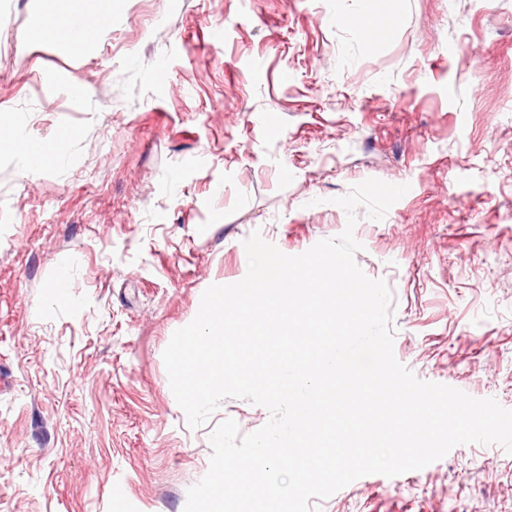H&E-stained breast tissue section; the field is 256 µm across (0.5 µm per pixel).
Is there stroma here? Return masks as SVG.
<instances>
[{"label": "stroma", "instance_id": "1", "mask_svg": "<svg viewBox=\"0 0 512 512\" xmlns=\"http://www.w3.org/2000/svg\"><path fill=\"white\" fill-rule=\"evenodd\" d=\"M103 12L81 47L37 14ZM0 0V512H183L209 436L163 351L204 291L247 273L253 232L298 255L359 214L355 261L393 291L420 380L512 409V0ZM222 38H214V26ZM45 154L32 166L30 153ZM68 298H59L58 281ZM320 512H512V454L463 444L355 480ZM374 0H361V8L355 18H348V23H359L365 38L370 41H380L386 38L389 34L388 29L381 28L377 25Z\"/></svg>", "mask_w": 512, "mask_h": 512}]
</instances>
